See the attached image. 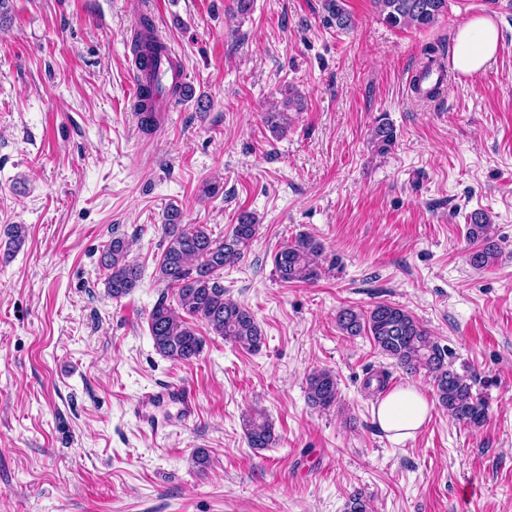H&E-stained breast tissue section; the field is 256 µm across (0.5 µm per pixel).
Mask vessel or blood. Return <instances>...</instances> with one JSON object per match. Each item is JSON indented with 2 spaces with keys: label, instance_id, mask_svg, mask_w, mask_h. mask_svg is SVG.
I'll return each instance as SVG.
<instances>
[{
  "label": "vessel or blood",
  "instance_id": "vessel-or-blood-1",
  "mask_svg": "<svg viewBox=\"0 0 512 512\" xmlns=\"http://www.w3.org/2000/svg\"><path fill=\"white\" fill-rule=\"evenodd\" d=\"M185 82L184 66L169 49L132 68L134 93L150 89L149 107L155 112L171 111L173 91ZM131 413L145 431L155 436L176 427L185 428L198 417V394L189 382L160 386L143 392L132 403Z\"/></svg>",
  "mask_w": 512,
  "mask_h": 512
}]
</instances>
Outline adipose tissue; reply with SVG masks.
<instances>
[{
  "label": "adipose tissue",
  "instance_id": "1",
  "mask_svg": "<svg viewBox=\"0 0 512 512\" xmlns=\"http://www.w3.org/2000/svg\"><path fill=\"white\" fill-rule=\"evenodd\" d=\"M450 63L454 71L473 75L497 54L500 31L487 16H476L451 35ZM379 427L396 441L415 438L430 418L431 405L416 387L406 386L384 396L373 409Z\"/></svg>",
  "mask_w": 512,
  "mask_h": 512
}]
</instances>
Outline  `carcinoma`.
I'll return each mask as SVG.
<instances>
[{
    "mask_svg": "<svg viewBox=\"0 0 512 512\" xmlns=\"http://www.w3.org/2000/svg\"><path fill=\"white\" fill-rule=\"evenodd\" d=\"M382 20L392 26L425 29L434 26L448 10V0H375ZM330 20L341 29L349 25L343 0H325ZM302 103L285 98L282 108L266 114L265 122L277 135L287 129V112L300 111ZM374 140L379 153L388 152L396 141L394 126L383 117L374 127ZM177 207L166 211L162 231L166 247L159 263V278L175 290L178 307L160 298L149 315L153 345L163 356L177 362H190L201 353L202 337L197 335L185 317L204 323L207 329L247 350H257L264 341L254 315L225 296L222 283L224 268L239 262L258 233L252 215L243 213L231 232L215 239L202 225L182 223ZM491 225L482 212L470 215L467 239L472 245L469 261L482 269L494 262L498 247L490 234ZM129 243L119 235L105 246L100 265L106 274V285L113 299L120 300L139 287L142 271L128 261ZM322 245L302 234L286 243L274 254L273 265L285 283H314L323 274L318 262ZM336 326L345 336L366 335L380 354L394 361L405 373H422L429 378L435 399L448 418L472 430L485 424L489 400L476 389L477 378L464 367L457 370L449 361L451 354L434 342L428 330L406 309L379 302L362 311L343 307L336 313ZM309 403L328 409L338 400L336 375L326 369L313 371L307 379ZM246 440L251 448H269L275 443V429L269 418L256 412L244 423Z\"/></svg>",
    "mask_w": 512,
    "mask_h": 512,
    "instance_id": "obj_1",
    "label": "carcinoma"
}]
</instances>
